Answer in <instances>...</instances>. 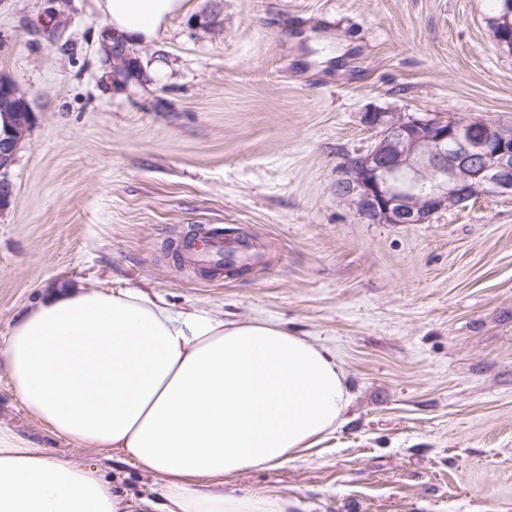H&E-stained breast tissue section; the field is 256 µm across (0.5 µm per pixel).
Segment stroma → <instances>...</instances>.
<instances>
[{
    "mask_svg": "<svg viewBox=\"0 0 512 512\" xmlns=\"http://www.w3.org/2000/svg\"><path fill=\"white\" fill-rule=\"evenodd\" d=\"M489 0H184L112 78L98 0H0V78L34 124L0 213V336L59 286L138 288L176 311L267 320L337 355L344 421L224 491L294 512H512V197L425 224L358 217L332 189L370 112L512 128V50ZM240 240L236 273L183 262ZM0 424L134 493L154 480L76 448L16 400Z\"/></svg>",
    "mask_w": 512,
    "mask_h": 512,
    "instance_id": "obj_1",
    "label": "stroma"
}]
</instances>
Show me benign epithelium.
I'll return each instance as SVG.
<instances>
[{
  "label": "benign epithelium",
  "instance_id": "obj_1",
  "mask_svg": "<svg viewBox=\"0 0 512 512\" xmlns=\"http://www.w3.org/2000/svg\"><path fill=\"white\" fill-rule=\"evenodd\" d=\"M491 19L496 39L512 46V0H499ZM112 76L127 64L109 46ZM34 119L27 95L0 83V211L8 208V178L19 144ZM368 125L380 129L365 153L336 169L334 188L362 218L383 224H424L442 210L483 197H512V129L488 120L418 118L400 112H371Z\"/></svg>",
  "mask_w": 512,
  "mask_h": 512
}]
</instances>
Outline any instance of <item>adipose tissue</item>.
Segmentation results:
<instances>
[{
    "label": "adipose tissue",
    "instance_id": "obj_1",
    "mask_svg": "<svg viewBox=\"0 0 512 512\" xmlns=\"http://www.w3.org/2000/svg\"><path fill=\"white\" fill-rule=\"evenodd\" d=\"M107 23L154 40L182 0H100ZM14 396L79 448H113L155 494L0 426V512H290L287 495H228L334 431L351 402L335 354L266 320L176 312L137 289L53 292L0 339Z\"/></svg>",
    "mask_w": 512,
    "mask_h": 512
}]
</instances>
